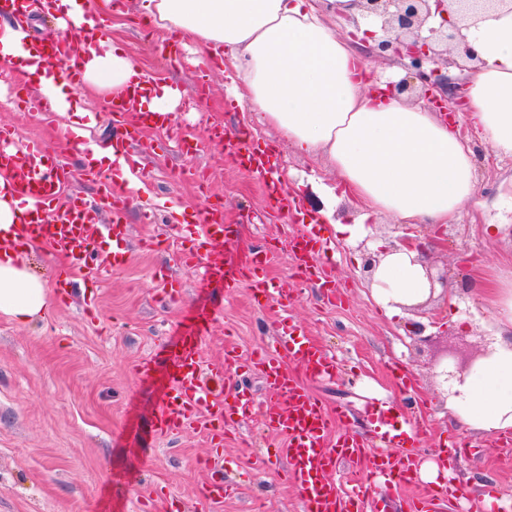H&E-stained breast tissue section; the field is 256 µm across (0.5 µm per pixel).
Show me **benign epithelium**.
I'll use <instances>...</instances> for the list:
<instances>
[{
    "instance_id": "obj_1",
    "label": "benign epithelium",
    "mask_w": 512,
    "mask_h": 512,
    "mask_svg": "<svg viewBox=\"0 0 512 512\" xmlns=\"http://www.w3.org/2000/svg\"><path fill=\"white\" fill-rule=\"evenodd\" d=\"M348 6L377 21L379 32L369 33L371 54L381 57L393 51L409 60L407 76L392 84L391 91L410 97L419 83L426 102L444 112L447 88L436 64L448 62L450 52L465 62L475 61L476 53L462 30L487 13L512 11V0H350ZM436 14L442 18L437 27L430 22ZM473 364L472 359L457 363L435 376L445 384L452 379L462 382Z\"/></svg>"
}]
</instances>
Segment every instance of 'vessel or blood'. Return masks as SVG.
I'll use <instances>...</instances> for the list:
<instances>
[{"label":"vessel or blood","instance_id":"b4317fda","mask_svg":"<svg viewBox=\"0 0 512 512\" xmlns=\"http://www.w3.org/2000/svg\"><path fill=\"white\" fill-rule=\"evenodd\" d=\"M63 35L26 44L31 55L57 63L56 77L70 89L82 85L83 72L78 64L60 58L58 46ZM141 90L127 92L114 99L112 110L119 122L113 127L115 157L129 167L131 175L141 168L128 147L138 145L142 129L167 126L166 115L140 109ZM232 156L246 172L264 177L270 206L293 214L297 200L285 191L275 168L261 148L248 143L233 147ZM0 170L10 174L0 185V197L17 201L22 213L8 229L0 228V255L21 253L32 246L45 245L64 256L70 268L94 270L92 254L109 252L113 267H121L129 248L124 215L128 199L119 181L106 180L95 197L63 198L62 191L73 173L60 156L37 142L16 140L13 131L0 126ZM108 221H101L102 212ZM222 212L210 207L202 210L197 224L182 231L185 246L180 254L183 264L194 267L211 253L213 241L223 238ZM299 277L320 281L328 297H335V282L328 280L326 244L314 229L304 228L288 240ZM268 255L254 253L248 265L232 267L224 273L226 293L250 287L259 305L284 302L281 289L270 286L264 278ZM210 323L208 313L198 315V323L185 332L178 348L169 358L165 398L156 415L158 431L167 433L204 427L212 444L205 458L213 479L200 492L197 512H215L231 487L224 483V456L221 446L224 429L237 425L261 411L262 425L268 432L283 438L282 446L271 449L268 457L285 467V475L297 491L301 512H379L372 507L371 484L383 479L392 486L418 483L420 468L419 428L397 418L394 408L376 407L370 420L384 450L370 452L364 440L339 431L346 413L343 409L327 410L304 386L307 378L336 375V361L326 351L311 343L294 321L282 323L273 342L264 349L224 353V365L240 371L258 370L266 381L267 399L258 403L247 387L234 388L230 395L217 393L205 380L201 365L202 340ZM355 465L357 472L348 491H340L329 475L337 460Z\"/></svg>","mask_w":512,"mask_h":512}]
</instances>
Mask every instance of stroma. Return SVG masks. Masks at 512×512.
I'll use <instances>...</instances> for the list:
<instances>
[{"mask_svg":"<svg viewBox=\"0 0 512 512\" xmlns=\"http://www.w3.org/2000/svg\"><path fill=\"white\" fill-rule=\"evenodd\" d=\"M123 17H109V43L139 61L147 75L180 88L193 107L179 106L172 124L200 145L196 156L183 155L167 130L148 129L149 149L142 159L140 187L130 192L125 220L132 248L127 264L112 268L99 255L101 273L90 279L73 272L66 298H59L58 272L64 264L49 248L23 255L33 274L45 280L48 301L43 316L20 325L0 313V512H193L195 498L209 479L201 460L208 444L201 431L158 432L154 416L165 392L162 374L168 352L200 310L213 319L202 342L204 366L224 360L227 346L255 349L279 327L276 308L260 307L249 289L219 292L201 270L181 266L179 228L197 222L199 210L212 205L224 213L226 236L212 258L246 265L260 247L272 246L267 275L288 295V312L305 335L334 354L336 379L307 380L309 390L330 408L345 407V431L365 435L377 445L368 423V402L397 407L417 425L427 453L461 439L473 452L454 463L455 500L438 497L440 512H476L486 488L512 502V446H492V434L463 427L447 408L436 364L476 355L485 338L498 330L492 305L472 284L475 269L512 263V157L497 156L467 120L451 122L475 148L477 191L455 222L446 227L414 226L415 235L434 243L429 263L447 274L457 300H439L423 315L388 317L377 302L363 258L373 245L394 243L403 225L389 218L363 217L355 201L337 203L343 223H357L355 237L322 234L335 251L333 275L343 298L328 304L317 284L293 275L287 238L300 231L293 217L267 202L262 176L239 169L228 145L239 136L266 143L276 157L277 175L306 214H313L307 181L337 183L326 159L296 151L275 129L238 106L232 84L207 61L192 64L188 52L167 47L174 34L139 12L138 0H113ZM44 96L43 87L17 66L0 68V123L17 139L40 140L75 171L64 197L95 196L97 179L83 176L82 156L71 146L70 127L85 126L93 147L112 142V110L102 94L81 88L84 116L19 111L15 92ZM223 131L226 141L214 139ZM205 182L185 178L187 168ZM179 279L183 292L168 297L159 281ZM94 293L97 308L86 312L84 298ZM280 438L252 420L224 432V478L238 481L217 512H300L299 496L287 485L281 466L263 461Z\"/></svg>","mask_w":512,"mask_h":512,"instance_id":"35a3bbf8","label":"stroma"}]
</instances>
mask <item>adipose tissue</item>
Masks as SVG:
<instances>
[{"mask_svg":"<svg viewBox=\"0 0 512 512\" xmlns=\"http://www.w3.org/2000/svg\"><path fill=\"white\" fill-rule=\"evenodd\" d=\"M56 21L93 29L112 0H57ZM143 16L191 36L211 59L230 57L242 79L239 104L298 150L325 154L339 187L320 186L317 215L335 232L356 234L336 220L338 195L401 224L447 225L476 191L473 151L440 113L368 93V64L329 26L310 0H140ZM464 34L480 63L466 96L469 120L497 154L512 156V12L486 15ZM23 34L0 26V55L17 58L49 92L53 109L82 114L80 101L55 80L49 64H30ZM140 64L118 48L83 56L86 88L119 94L137 85ZM374 273L387 315L424 302L430 283L420 250L377 243ZM500 327L464 382L453 383L451 413L468 429H512V270L478 273ZM47 305V286L21 261H0V312L26 324Z\"/></svg>","mask_w":512,"mask_h":512,"instance_id":"adipose-tissue-1","label":"adipose tissue"}]
</instances>
